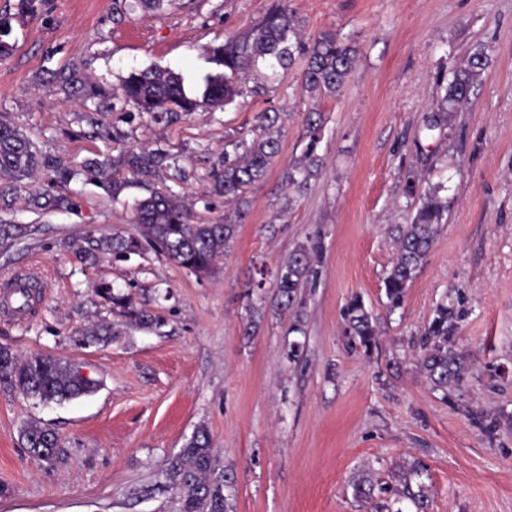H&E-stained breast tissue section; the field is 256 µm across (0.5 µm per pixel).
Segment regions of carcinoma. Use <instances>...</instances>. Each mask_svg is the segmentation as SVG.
Wrapping results in <instances>:
<instances>
[{
  "instance_id": "cac0c4a2",
  "label": "carcinoma",
  "mask_w": 512,
  "mask_h": 512,
  "mask_svg": "<svg viewBox=\"0 0 512 512\" xmlns=\"http://www.w3.org/2000/svg\"><path fill=\"white\" fill-rule=\"evenodd\" d=\"M222 59L224 76L205 78L202 100L187 96L183 77L170 69L149 67L131 71L122 79L121 97L125 104L150 113L155 120L173 122L181 115L195 112L203 106L219 107L230 104L243 94L241 75L261 63L276 62L288 68L296 56L306 59L303 88L307 91L338 92L353 69L356 48L350 41L332 33H321L303 38L295 27L294 16L285 4L270 10L259 29L248 40L228 39L212 50ZM490 62V47L478 45L469 52L461 64L450 69L445 95L434 112L424 117L428 131L441 130L452 113L468 102L481 82ZM324 117L311 111L305 116L307 142L301 155L289 163L288 187L303 191L311 179L318 176L322 161L317 154L322 139ZM234 156L224 153V169L214 176V190L224 196V203L236 206V217L244 214L245 194L249 187L264 177L280 152L276 136L252 143L237 141ZM171 157L161 151L131 152L125 163L145 180L159 176L171 167ZM41 159L31 143L17 129L0 121V178L21 182L35 176ZM404 193L418 199L413 221L398 229L397 256L384 279L385 296L389 307L397 308L404 297L407 284L422 266L442 224L447 202L439 193L444 185L431 182V176L405 172ZM136 221L140 224L137 236H113L100 239L72 238L64 245L82 261L93 264L97 253H110L118 259L128 260L147 248L162 251L182 268L194 274H207L217 258L224 255L234 239L236 223L225 219L222 224H195L188 203L177 193H152L136 207ZM39 231L34 224L0 223V249H9L14 243ZM320 242L299 245L274 274V296L277 309L293 314L290 333L303 332L304 301L301 289L314 282ZM95 291L112 304L124 309L127 317L137 325L148 326L152 316L142 308L132 306L124 295L113 293L107 282L98 284ZM346 318L359 345L369 351L376 347L378 330L362 300L352 299L346 307ZM454 311L445 304L438 306L419 340L420 365L434 388L448 391L459 385L466 373L462 358L448 347V332ZM112 340V324L99 323L80 333L79 343L85 346ZM95 380L81 375L70 361L51 354L32 353L22 356L7 345H0V392L22 394L38 399L43 404H61L94 393ZM20 436L30 454L47 460L62 457L59 436L38 420L22 426ZM421 472L414 467L403 469L399 475L402 489L390 501H375V492H385L379 479L367 471L351 482L353 497L360 502L374 503L376 512H402L393 509L401 499L408 498L423 507L424 489L414 493L411 480ZM169 487L182 496V512H229L226 491L235 483L234 472L219 466L208 430L201 426L172 459L166 471Z\"/></svg>"
}]
</instances>
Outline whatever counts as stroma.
<instances>
[{
    "label": "stroma",
    "instance_id": "stroma-1",
    "mask_svg": "<svg viewBox=\"0 0 512 512\" xmlns=\"http://www.w3.org/2000/svg\"><path fill=\"white\" fill-rule=\"evenodd\" d=\"M276 0H0L12 31L0 52V120L17 126L45 165L35 179L0 182V220L36 224V235L0 254V282L34 271L37 316L0 309V344L77 363L99 383L61 405L0 394V512H180L165 470L198 426L209 430L220 466L236 473L233 512H374L350 483L363 469L391 481L414 464L427 512H512V0H286L299 31L355 42L356 65L334 94L301 87L304 60L248 74L242 97L172 124L117 97L122 77L158 66L180 73L189 96L223 74L212 47L250 36ZM490 65L467 107L443 132L423 116L444 90L441 72L477 45ZM281 112L280 153L247 191L249 210L226 255L198 276L156 249L126 261L84 266L63 247L90 234L135 235V206L174 191L198 224H220L233 207L213 191L232 142L262 136L259 113ZM325 117L320 175L285 207V172L306 142L308 111ZM117 137L94 132L90 116ZM166 150L185 180L146 183L112 159ZM104 174L64 180L87 159ZM432 172L448 210L400 307L384 278L398 227L415 203L406 170ZM122 182L119 197L106 185ZM37 191L68 199L45 213ZM321 242L318 277L304 288V331L274 305V288L252 293L258 270L274 274L307 240ZM155 318L133 325L97 296L100 282ZM360 298L381 333L372 351L352 335L344 309ZM453 308L449 343L468 367L463 382L436 390L421 373L417 343L437 306ZM112 325L111 343L84 347L82 329ZM255 323L254 335L243 328ZM299 343V362L287 358ZM53 428L64 457L31 455L20 429Z\"/></svg>",
    "mask_w": 512,
    "mask_h": 512
}]
</instances>
